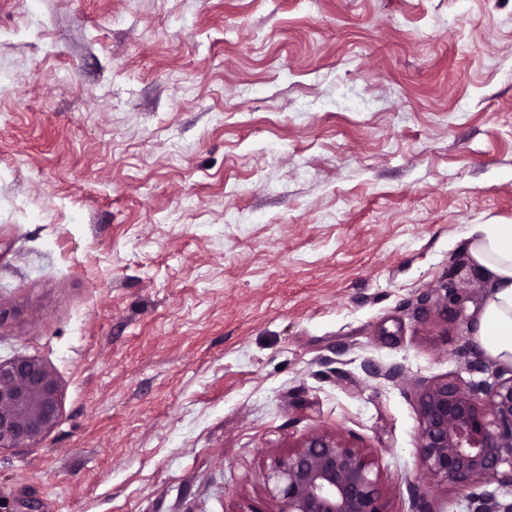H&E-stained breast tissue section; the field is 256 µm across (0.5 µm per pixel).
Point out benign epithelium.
I'll use <instances>...</instances> for the list:
<instances>
[{
  "instance_id": "7a95c632",
  "label": "benign epithelium",
  "mask_w": 512,
  "mask_h": 512,
  "mask_svg": "<svg viewBox=\"0 0 512 512\" xmlns=\"http://www.w3.org/2000/svg\"><path fill=\"white\" fill-rule=\"evenodd\" d=\"M463 385L440 379L419 385L418 448L426 476L468 492L472 512H512L487 490L512 486V376ZM57 379L40 360L17 355L0 361V452L29 448L56 425ZM274 481L263 509L249 512H385L370 449L339 436L311 433L273 455Z\"/></svg>"
}]
</instances>
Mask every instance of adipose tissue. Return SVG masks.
<instances>
[{"mask_svg": "<svg viewBox=\"0 0 512 512\" xmlns=\"http://www.w3.org/2000/svg\"><path fill=\"white\" fill-rule=\"evenodd\" d=\"M467 238L475 265L492 283L477 313L476 340L491 359L512 364V224H476Z\"/></svg>", "mask_w": 512, "mask_h": 512, "instance_id": "obj_1", "label": "adipose tissue"}]
</instances>
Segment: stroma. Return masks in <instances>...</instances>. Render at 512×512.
Segmentation results:
<instances>
[{"instance_id":"stroma-1","label":"stroma","mask_w":512,"mask_h":512,"mask_svg":"<svg viewBox=\"0 0 512 512\" xmlns=\"http://www.w3.org/2000/svg\"><path fill=\"white\" fill-rule=\"evenodd\" d=\"M474 224H512V0H0V360L62 399L0 512H246L315 431L386 512H471L416 389L485 378Z\"/></svg>"}]
</instances>
